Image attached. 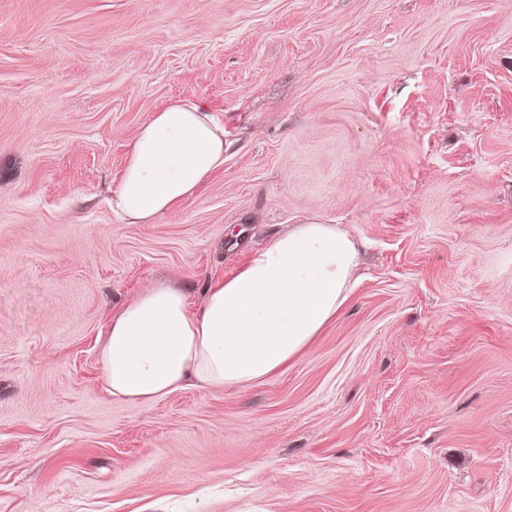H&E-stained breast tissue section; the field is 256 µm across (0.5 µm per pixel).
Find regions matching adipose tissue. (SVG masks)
I'll list each match as a JSON object with an SVG mask.
<instances>
[{
	"instance_id": "obj_1",
	"label": "adipose tissue",
	"mask_w": 512,
	"mask_h": 512,
	"mask_svg": "<svg viewBox=\"0 0 512 512\" xmlns=\"http://www.w3.org/2000/svg\"><path fill=\"white\" fill-rule=\"evenodd\" d=\"M224 165V128L197 99L170 102L138 130L112 188L113 213L151 224ZM358 247L335 224H297L255 251L198 305L159 284L113 314L99 349L109 396L152 402L186 384L221 391L287 367L342 308Z\"/></svg>"
}]
</instances>
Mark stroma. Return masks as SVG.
I'll return each mask as SVG.
<instances>
[{"instance_id": "35a3bbf8", "label": "stroma", "mask_w": 512, "mask_h": 512, "mask_svg": "<svg viewBox=\"0 0 512 512\" xmlns=\"http://www.w3.org/2000/svg\"><path fill=\"white\" fill-rule=\"evenodd\" d=\"M176 98L224 166L123 223ZM314 221L359 281L287 370L105 393L123 305ZM0 512H512V0H0Z\"/></svg>"}]
</instances>
